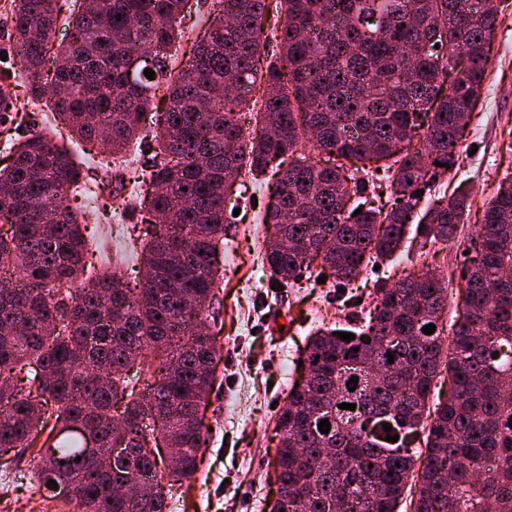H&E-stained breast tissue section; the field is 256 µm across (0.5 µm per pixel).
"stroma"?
<instances>
[{"label": "stroma", "mask_w": 512, "mask_h": 512, "mask_svg": "<svg viewBox=\"0 0 512 512\" xmlns=\"http://www.w3.org/2000/svg\"><path fill=\"white\" fill-rule=\"evenodd\" d=\"M504 3L486 76L489 91L462 139L461 167L441 187L448 195L469 193L472 205L458 240L437 254L438 267L454 265L470 246L484 203L512 175V0ZM246 195L234 223L224 227L228 260L211 326L223 352L204 419L210 440L195 475L176 495L178 512H268L276 489L277 404L304 373L299 360L308 336L319 324L363 315L375 284L391 271L387 264L367 268L342 291L308 276L272 290L261 265L266 237L259 221L269 195L253 188ZM34 470L29 453L0 468V512H77L62 500H48Z\"/></svg>", "instance_id": "35a3bbf8"}]
</instances>
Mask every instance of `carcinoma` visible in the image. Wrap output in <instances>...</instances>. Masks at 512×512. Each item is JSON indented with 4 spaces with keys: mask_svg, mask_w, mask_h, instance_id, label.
<instances>
[{
    "mask_svg": "<svg viewBox=\"0 0 512 512\" xmlns=\"http://www.w3.org/2000/svg\"><path fill=\"white\" fill-rule=\"evenodd\" d=\"M74 2L57 44L59 0H0V24L16 35L0 51V133L24 122L16 67L58 121L33 128L0 168V283L11 284L0 287V467L44 434L35 478L79 512H170L207 443L218 258L226 214L240 207L233 188L247 176L272 198L264 263L279 284L313 272L345 287L410 228L406 260L421 262L378 283L368 321L309 337L308 382L291 387L277 421L270 512H397L413 476L414 512H512V278H502L512 270V178L486 205L476 256L457 265L460 312L447 331L448 279L424 263L426 248L456 240L470 196L419 208L448 173L435 162L459 160L497 8L218 0L176 68L189 0ZM132 50L153 79L130 66ZM69 136L107 143L102 167L133 140L151 139L150 157L93 183ZM383 186L394 201L374 207ZM126 221L117 236L142 261L110 265L102 228ZM441 368L448 395L431 406ZM88 436L112 458L107 469L76 461Z\"/></svg>",
    "mask_w": 512,
    "mask_h": 512,
    "instance_id": "1",
    "label": "carcinoma"
}]
</instances>
